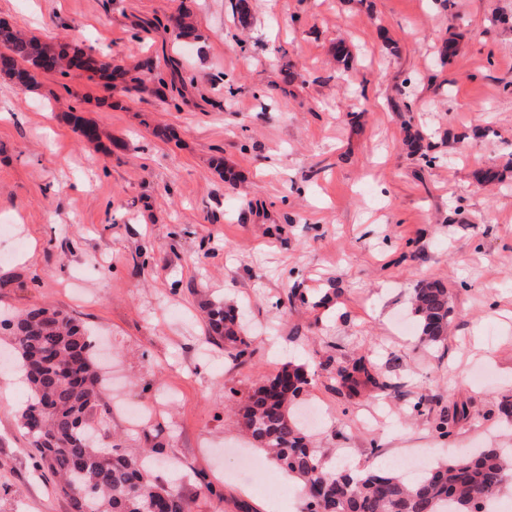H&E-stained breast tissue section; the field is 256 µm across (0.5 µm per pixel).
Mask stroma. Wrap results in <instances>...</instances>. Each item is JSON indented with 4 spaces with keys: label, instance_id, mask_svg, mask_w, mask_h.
<instances>
[{
    "label": "stroma",
    "instance_id": "obj_1",
    "mask_svg": "<svg viewBox=\"0 0 512 512\" xmlns=\"http://www.w3.org/2000/svg\"><path fill=\"white\" fill-rule=\"evenodd\" d=\"M181 11L199 39L164 27ZM0 20L161 74L167 57L184 65L176 99L80 70L30 90L0 77V314L52 306L100 337V448L162 441L153 474L190 512H295L287 475L289 496L257 492L275 467L242 419L289 362L309 373L301 409L329 464L512 448V0H0ZM407 119L435 165L407 154ZM490 166L501 181L479 183ZM427 279L454 308L438 348L398 327ZM208 301L235 309L252 356L207 341ZM8 356L0 341V512H69L29 456ZM361 357L390 389L337 388Z\"/></svg>",
    "mask_w": 512,
    "mask_h": 512
}]
</instances>
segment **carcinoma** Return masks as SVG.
I'll return each mask as SVG.
<instances>
[{
    "label": "carcinoma",
    "instance_id": "obj_1",
    "mask_svg": "<svg viewBox=\"0 0 512 512\" xmlns=\"http://www.w3.org/2000/svg\"><path fill=\"white\" fill-rule=\"evenodd\" d=\"M0 48V73L23 88L65 65L97 73L114 86L128 76L122 65L79 53L69 56L5 21H0ZM69 120L86 140L98 139L88 119L71 112ZM408 145L425 163L432 162L425 135L408 134ZM411 313L422 342L435 346L447 339L452 308L442 283L420 284ZM207 318L208 339L227 342L236 359L253 355L235 314L212 305ZM0 333L30 389L21 422L31 438L32 456L38 468L56 479L70 512H189L181 495L153 477L148 458L130 456L117 444L109 452L96 444L95 433L103 427L98 408L105 385L93 340L80 322L53 308L33 307L1 320ZM336 382L351 394L366 384L376 390L387 387L376 365L363 358L337 367ZM309 384L304 367L284 366L253 394L244 421L276 465L300 481L302 512H483L486 496L512 486V448L464 453L411 482L396 470L326 466L291 409Z\"/></svg>",
    "mask_w": 512,
    "mask_h": 512
}]
</instances>
